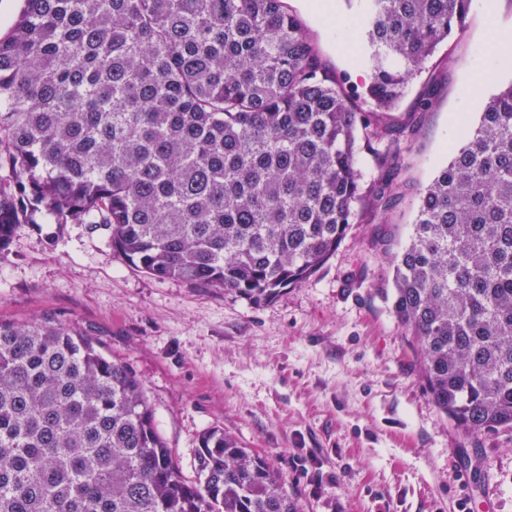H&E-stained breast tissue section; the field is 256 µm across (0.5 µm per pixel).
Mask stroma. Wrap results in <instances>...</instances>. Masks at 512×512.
<instances>
[{"label": "stroma", "instance_id": "1", "mask_svg": "<svg viewBox=\"0 0 512 512\" xmlns=\"http://www.w3.org/2000/svg\"><path fill=\"white\" fill-rule=\"evenodd\" d=\"M331 18L288 0L323 62L362 109L369 71ZM512 0H470L464 26L412 75L387 121L412 128L396 159L359 148L365 194L335 254L310 279L255 303L158 280L84 224H23L0 250V318L51 313L91 331L142 381L159 433L193 478L202 434L223 428L278 471L304 512H512V429L464 437L428 397L393 312L391 261L413 232L418 192L512 82V54L481 80ZM392 180L391 209L369 192Z\"/></svg>", "mask_w": 512, "mask_h": 512}]
</instances>
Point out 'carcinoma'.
Returning <instances> with one entry per match:
<instances>
[{"mask_svg":"<svg viewBox=\"0 0 512 512\" xmlns=\"http://www.w3.org/2000/svg\"><path fill=\"white\" fill-rule=\"evenodd\" d=\"M0 36V247L21 224L104 230L146 274L255 303L308 279L356 217L358 132L461 29L470 0H368L362 110L286 0H23ZM381 204L395 196L380 181ZM392 310L432 403L512 428V82L423 190ZM186 480L141 380L52 314L0 319V512H303L209 430Z\"/></svg>","mask_w":512,"mask_h":512,"instance_id":"obj_1","label":"carcinoma"}]
</instances>
